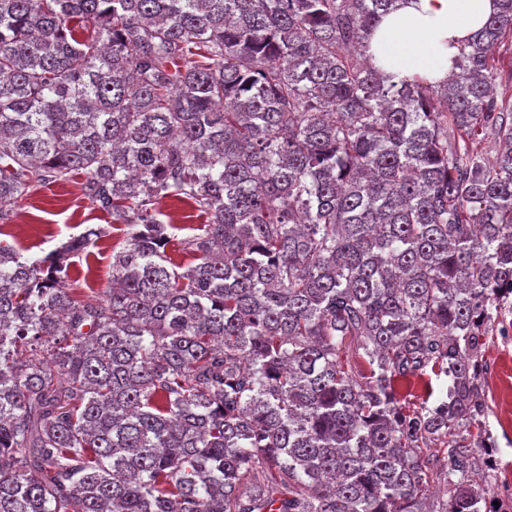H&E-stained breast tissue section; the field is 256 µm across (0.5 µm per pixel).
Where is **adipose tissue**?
<instances>
[{
	"instance_id": "adipose-tissue-1",
	"label": "adipose tissue",
	"mask_w": 512,
	"mask_h": 512,
	"mask_svg": "<svg viewBox=\"0 0 512 512\" xmlns=\"http://www.w3.org/2000/svg\"><path fill=\"white\" fill-rule=\"evenodd\" d=\"M496 10L497 0H399L372 35L369 53L391 81L447 80L460 45Z\"/></svg>"
}]
</instances>
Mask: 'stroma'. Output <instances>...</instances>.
<instances>
[{
    "label": "stroma",
    "instance_id": "obj_1",
    "mask_svg": "<svg viewBox=\"0 0 512 512\" xmlns=\"http://www.w3.org/2000/svg\"><path fill=\"white\" fill-rule=\"evenodd\" d=\"M82 176L39 189L8 203L9 224L0 226V242L12 245L24 258L41 260L62 243L87 228H103L96 245L67 261L65 285L101 292L112 281V253L125 242L121 226L91 205L82 192ZM488 370L482 378L488 401L486 426L497 448V464L486 483L491 495L503 497L512 484V311H503L493 323L484 349ZM448 379L426 373L413 378L400 396L407 406H433L445 399Z\"/></svg>",
    "mask_w": 512,
    "mask_h": 512
}]
</instances>
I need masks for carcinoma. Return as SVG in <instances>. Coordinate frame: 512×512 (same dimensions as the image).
Masks as SVG:
<instances>
[{"mask_svg":"<svg viewBox=\"0 0 512 512\" xmlns=\"http://www.w3.org/2000/svg\"><path fill=\"white\" fill-rule=\"evenodd\" d=\"M397 3L0 0V204L81 174L127 232L101 293L61 276L99 228L0 244V512H482L512 0L439 89L367 54ZM163 198L206 217L184 269ZM495 56V69H494V84L498 92L499 102L512 101V42L511 39L506 37L504 41L496 45L494 49ZM511 87V88H510ZM447 387L448 378L444 374L436 376L428 369L426 375L414 377L409 385L400 390L401 401L410 406V409L417 408L422 403L434 406L446 399Z\"/></svg>","mask_w":512,"mask_h":512,"instance_id":"carcinoma-1","label":"carcinoma"}]
</instances>
